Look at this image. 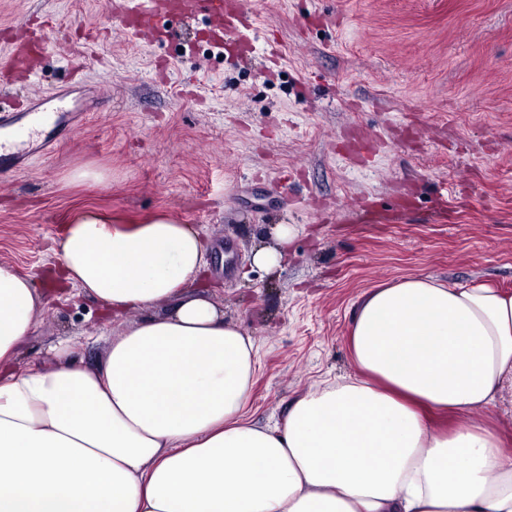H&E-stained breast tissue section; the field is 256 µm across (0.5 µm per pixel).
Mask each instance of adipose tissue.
Instances as JSON below:
<instances>
[{
  "instance_id": "1",
  "label": "adipose tissue",
  "mask_w": 512,
  "mask_h": 512,
  "mask_svg": "<svg viewBox=\"0 0 512 512\" xmlns=\"http://www.w3.org/2000/svg\"><path fill=\"white\" fill-rule=\"evenodd\" d=\"M62 281L138 321L87 364L19 367L42 309L0 265V512H512V451L475 411L512 392V294L410 276L358 303L352 374L244 416L258 348L194 287L207 241L169 216L74 213ZM452 429H431L435 414Z\"/></svg>"
}]
</instances>
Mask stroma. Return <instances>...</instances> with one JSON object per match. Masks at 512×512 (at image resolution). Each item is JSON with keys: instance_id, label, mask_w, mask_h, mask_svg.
Listing matches in <instances>:
<instances>
[{"instance_id": "stroma-1", "label": "stroma", "mask_w": 512, "mask_h": 512, "mask_svg": "<svg viewBox=\"0 0 512 512\" xmlns=\"http://www.w3.org/2000/svg\"><path fill=\"white\" fill-rule=\"evenodd\" d=\"M107 2L0 0V44L31 18L46 43L0 107L67 102V127L0 178V264L44 297L22 368L64 339L94 362L125 327L78 290L54 299L53 247L81 209L165 214L223 253L201 285L260 348L248 413L270 425L350 372L371 289L427 275L512 293V0H243L247 60L214 46L207 11L157 18L143 44ZM278 224L300 228L287 260L253 266Z\"/></svg>"}]
</instances>
